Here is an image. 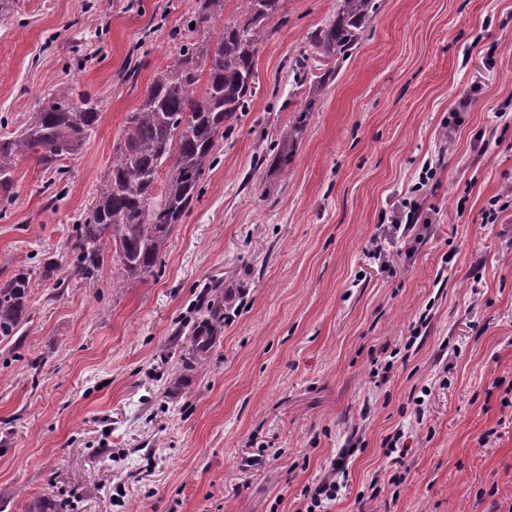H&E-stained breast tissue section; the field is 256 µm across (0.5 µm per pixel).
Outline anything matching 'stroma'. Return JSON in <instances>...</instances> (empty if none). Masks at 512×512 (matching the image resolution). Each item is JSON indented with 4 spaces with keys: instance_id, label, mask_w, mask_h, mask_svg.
Here are the masks:
<instances>
[{
    "instance_id": "obj_1",
    "label": "stroma",
    "mask_w": 512,
    "mask_h": 512,
    "mask_svg": "<svg viewBox=\"0 0 512 512\" xmlns=\"http://www.w3.org/2000/svg\"><path fill=\"white\" fill-rule=\"evenodd\" d=\"M378 4L284 163L304 100L289 67H330L308 35L336 0H283L253 104L157 276L107 263L98 287L61 292L43 266L195 2L0 12V134L48 92L101 112L58 200L31 156L0 218V255L33 271L30 321L0 343V512H301L341 454L347 487L323 512H512V0ZM216 301L224 325L201 353L192 332ZM198 357L205 372L186 370Z\"/></svg>"
}]
</instances>
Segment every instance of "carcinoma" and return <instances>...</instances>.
<instances>
[{
    "label": "carcinoma",
    "mask_w": 512,
    "mask_h": 512,
    "mask_svg": "<svg viewBox=\"0 0 512 512\" xmlns=\"http://www.w3.org/2000/svg\"><path fill=\"white\" fill-rule=\"evenodd\" d=\"M243 14L224 25L215 40L195 29L224 12V0H196L194 28L181 35L166 68L157 74L142 102L128 114L110 165L93 202L73 225L66 262L44 265L43 276L63 288L77 279L98 285L107 256L127 281L155 274L174 226L203 193L205 168L217 159L220 140L254 97L255 57L268 36L267 23L282 0H241ZM376 0H336V16L311 31L309 45L339 65L358 45L359 33L377 13ZM313 101L285 126L282 140L303 134ZM98 101L87 93L79 102L48 95L29 113L20 132L0 137V216L14 199L21 159L38 157L43 169L61 173L62 161L77 155L99 122ZM164 187L156 190L161 171ZM33 271L19 267L0 282V342L19 335L31 316Z\"/></svg>",
    "instance_id": "1"
}]
</instances>
